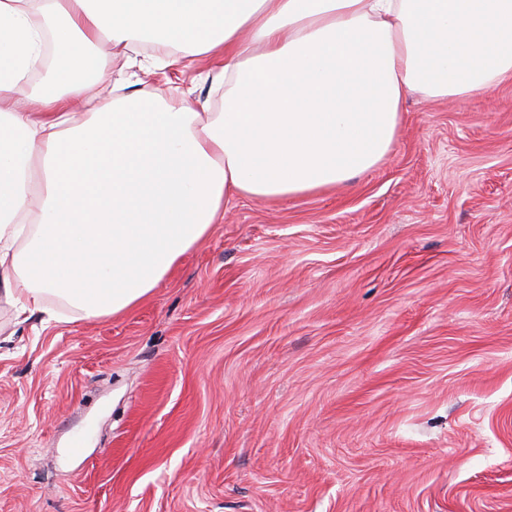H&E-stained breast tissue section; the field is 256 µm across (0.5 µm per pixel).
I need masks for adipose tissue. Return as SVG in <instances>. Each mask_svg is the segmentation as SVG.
<instances>
[{
    "mask_svg": "<svg viewBox=\"0 0 512 512\" xmlns=\"http://www.w3.org/2000/svg\"><path fill=\"white\" fill-rule=\"evenodd\" d=\"M223 66L224 109L126 93L77 112L143 32ZM38 109L0 106V299L18 322L145 299L239 197L324 191L389 152L414 94L512 78V0H0V97L45 44Z\"/></svg>",
    "mask_w": 512,
    "mask_h": 512,
    "instance_id": "1",
    "label": "adipose tissue"
}]
</instances>
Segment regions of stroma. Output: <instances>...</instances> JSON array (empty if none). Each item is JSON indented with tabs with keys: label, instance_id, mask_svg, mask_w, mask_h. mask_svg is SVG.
<instances>
[{
	"label": "stroma",
	"instance_id": "obj_1",
	"mask_svg": "<svg viewBox=\"0 0 512 512\" xmlns=\"http://www.w3.org/2000/svg\"><path fill=\"white\" fill-rule=\"evenodd\" d=\"M0 512H512V81L409 98L334 189L234 200L129 311L0 302Z\"/></svg>",
	"mask_w": 512,
	"mask_h": 512
}]
</instances>
